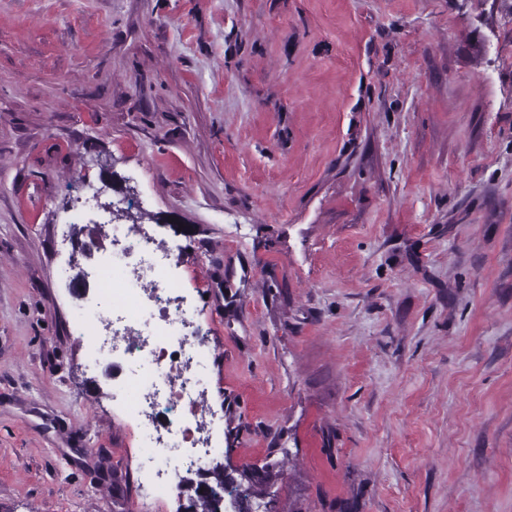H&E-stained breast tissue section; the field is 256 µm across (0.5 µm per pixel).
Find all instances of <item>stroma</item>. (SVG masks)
Segmentation results:
<instances>
[{"label": "stroma", "instance_id": "35a3bbf8", "mask_svg": "<svg viewBox=\"0 0 512 512\" xmlns=\"http://www.w3.org/2000/svg\"><path fill=\"white\" fill-rule=\"evenodd\" d=\"M123 199L249 512H512V0H0V512L142 496L72 288Z\"/></svg>", "mask_w": 512, "mask_h": 512}]
</instances>
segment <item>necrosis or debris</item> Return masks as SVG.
Listing matches in <instances>:
<instances>
[{"label":"necrosis or debris","instance_id":"necrosis-or-debris-1","mask_svg":"<svg viewBox=\"0 0 512 512\" xmlns=\"http://www.w3.org/2000/svg\"><path fill=\"white\" fill-rule=\"evenodd\" d=\"M110 249L90 270L94 282L111 281V297L97 296L80 321L87 348L85 371L118 365L130 387L127 412L137 421L148 498L165 496L219 453L212 433L209 358L195 309L173 287L169 271L179 261L173 248L158 247L148 225H109Z\"/></svg>","mask_w":512,"mask_h":512}]
</instances>
